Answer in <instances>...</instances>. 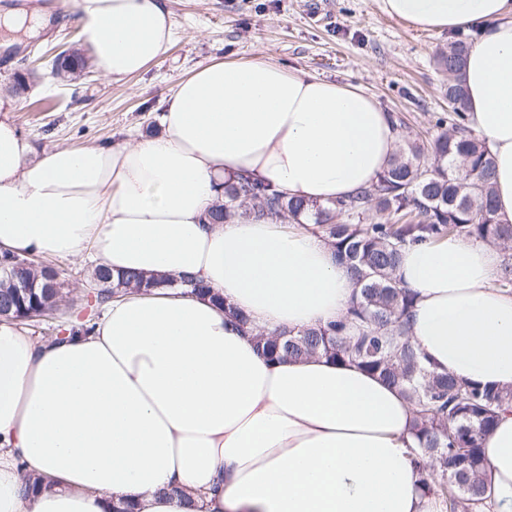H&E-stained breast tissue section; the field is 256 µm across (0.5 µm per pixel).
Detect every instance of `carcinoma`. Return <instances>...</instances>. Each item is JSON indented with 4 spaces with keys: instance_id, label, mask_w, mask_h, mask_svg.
Wrapping results in <instances>:
<instances>
[{
    "instance_id": "obj_1",
    "label": "carcinoma",
    "mask_w": 512,
    "mask_h": 512,
    "mask_svg": "<svg viewBox=\"0 0 512 512\" xmlns=\"http://www.w3.org/2000/svg\"><path fill=\"white\" fill-rule=\"evenodd\" d=\"M468 42L439 51L448 72V129L429 140H406L390 167L371 187L327 205L285 197L271 184L248 176L224 182V204L211 212L217 224L237 216H271L297 224L312 216L357 286L347 320L297 333L256 335L272 360L323 354L351 360L398 388L414 408L411 434L423 493L445 512H486L483 443L512 390L464 382L426 365L409 336L407 314L415 293L396 276L402 249L411 243L456 234L492 243L512 242V224L499 220L493 203L494 160L484 138L467 125V91L461 71ZM432 164H427L428 158ZM12 306L18 318L46 316L63 301V284L44 276Z\"/></svg>"
}]
</instances>
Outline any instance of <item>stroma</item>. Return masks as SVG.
Returning a JSON list of instances; mask_svg holds the SVG:
<instances>
[{"label":"stroma","instance_id":"35a3bbf8","mask_svg":"<svg viewBox=\"0 0 512 512\" xmlns=\"http://www.w3.org/2000/svg\"><path fill=\"white\" fill-rule=\"evenodd\" d=\"M76 0H0V15L36 12L41 25L19 33L27 60L0 56V88L8 90L25 64L36 72L29 93L16 97L13 121L38 149L109 145L159 130L164 102L191 68L212 60L269 56L289 69L353 85L374 96L384 111L402 117L405 132L435 135L446 115L448 75L436 53L451 32L419 31L388 16L380 0H168L175 39L167 55L145 72L115 82L98 66L62 78L50 73L58 45L92 44L76 23ZM67 294L54 319L26 322L37 341L57 326L85 323L96 315L93 266L51 258Z\"/></svg>","mask_w":512,"mask_h":512}]
</instances>
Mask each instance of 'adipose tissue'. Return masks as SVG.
I'll list each match as a JSON object with an SVG mask.
<instances>
[{
  "instance_id": "obj_1",
  "label": "adipose tissue",
  "mask_w": 512,
  "mask_h": 512,
  "mask_svg": "<svg viewBox=\"0 0 512 512\" xmlns=\"http://www.w3.org/2000/svg\"><path fill=\"white\" fill-rule=\"evenodd\" d=\"M421 30H476L462 79L512 223V0H381ZM112 80L168 52V0H77ZM0 93V253L89 259L161 279L104 304L89 331L36 342L0 320V512H440L423 496L413 408L323 355L270 362L255 332L345 320L355 284L312 224H211L225 178L247 173L310 204L345 199L388 168L398 132L363 91L270 58L190 70L160 134L37 151ZM500 255L448 235L406 247L412 342L456 378L512 388V293ZM191 276L223 304L178 285ZM494 512H512V409L485 442ZM39 488L24 494L26 476Z\"/></svg>"
}]
</instances>
